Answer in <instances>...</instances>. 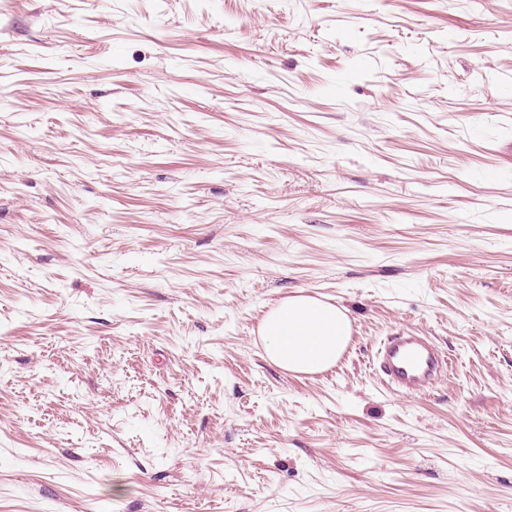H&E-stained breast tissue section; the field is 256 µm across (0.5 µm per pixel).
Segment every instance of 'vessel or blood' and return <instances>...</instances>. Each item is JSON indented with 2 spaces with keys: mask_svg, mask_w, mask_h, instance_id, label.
Masks as SVG:
<instances>
[{
  "mask_svg": "<svg viewBox=\"0 0 512 512\" xmlns=\"http://www.w3.org/2000/svg\"><path fill=\"white\" fill-rule=\"evenodd\" d=\"M448 367L446 356L426 336L386 337L375 358L386 384L405 395L423 393Z\"/></svg>",
  "mask_w": 512,
  "mask_h": 512,
  "instance_id": "b4317fda",
  "label": "vessel or blood"
}]
</instances>
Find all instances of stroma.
Listing matches in <instances>:
<instances>
[{"label": "stroma", "mask_w": 512, "mask_h": 512, "mask_svg": "<svg viewBox=\"0 0 512 512\" xmlns=\"http://www.w3.org/2000/svg\"><path fill=\"white\" fill-rule=\"evenodd\" d=\"M0 512H512V0H0ZM266 357L278 368L315 374L334 366L350 339L344 309L299 295L273 309L261 325ZM449 364L428 336H387L375 358V368L386 384L405 395L423 393Z\"/></svg>", "instance_id": "stroma-1"}]
</instances>
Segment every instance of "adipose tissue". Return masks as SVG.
<instances>
[{
    "mask_svg": "<svg viewBox=\"0 0 512 512\" xmlns=\"http://www.w3.org/2000/svg\"><path fill=\"white\" fill-rule=\"evenodd\" d=\"M266 357L278 368L315 374L334 366L350 339L344 309L299 295L273 309L261 325Z\"/></svg>",
    "mask_w": 512,
    "mask_h": 512,
    "instance_id": "ef3b65f1",
    "label": "adipose tissue"
}]
</instances>
